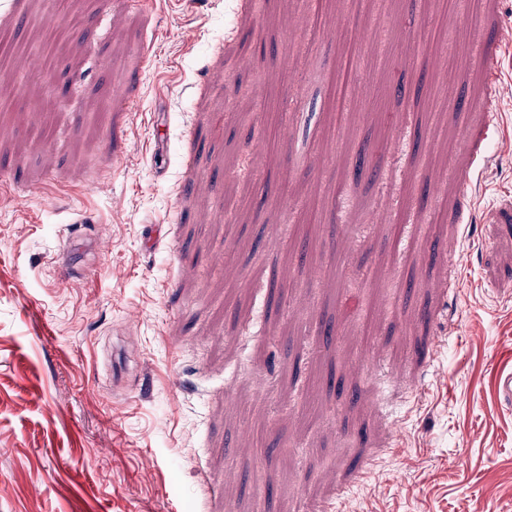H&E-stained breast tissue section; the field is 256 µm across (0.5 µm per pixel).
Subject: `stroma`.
Segmentation results:
<instances>
[{
  "instance_id": "1",
  "label": "stroma",
  "mask_w": 512,
  "mask_h": 512,
  "mask_svg": "<svg viewBox=\"0 0 512 512\" xmlns=\"http://www.w3.org/2000/svg\"><path fill=\"white\" fill-rule=\"evenodd\" d=\"M434 2L0 0V512H512V0Z\"/></svg>"
}]
</instances>
